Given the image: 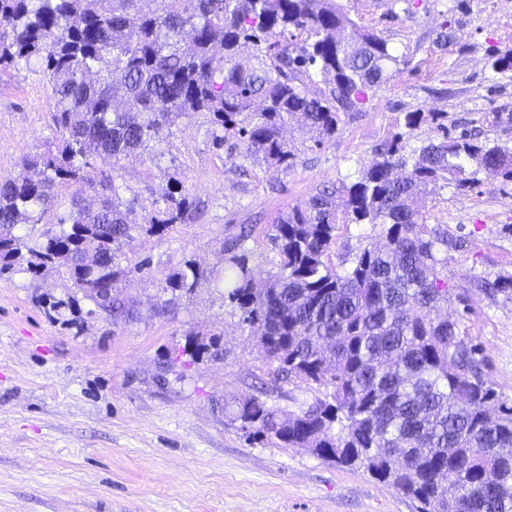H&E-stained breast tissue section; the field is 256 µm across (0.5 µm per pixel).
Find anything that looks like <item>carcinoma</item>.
<instances>
[{
  "mask_svg": "<svg viewBox=\"0 0 512 512\" xmlns=\"http://www.w3.org/2000/svg\"><path fill=\"white\" fill-rule=\"evenodd\" d=\"M0 68L36 57L55 102L56 151L27 158L23 172L0 179V273L22 266L54 269L67 298L85 292L112 317L134 309L99 284L118 283L150 266L123 265L125 240L162 235L201 217L182 183L137 223L135 200L120 201L116 176H85L91 155L113 167L138 150L158 155L164 130L200 114L216 134L236 137L241 156L284 170L294 155L282 136L296 119L336 137L340 111L395 75L398 56L360 29L338 0H0ZM305 35L288 42L292 31ZM250 42L258 64L236 61ZM319 66L328 93H309L301 77ZM410 151L396 138L350 184L324 185L271 225L275 271L256 280L246 263L243 229L228 243L224 274L206 277L191 262L163 288L193 292L223 286L242 324L256 330L273 380L322 391L306 409L279 408L260 396L224 399V415L249 436L346 467H362L418 503V512H512V400L486 380L480 349L448 317V250L464 239L423 221L429 187L465 188L484 172L512 181V149L477 133H448ZM475 169L467 171V164ZM70 207L57 211L62 191ZM98 194L100 206L80 204ZM21 224H46L39 239ZM347 224L380 225L385 244L365 245L349 266L329 251ZM476 289L512 298V277H479ZM220 338L188 340L182 354L218 357Z\"/></svg>",
  "mask_w": 512,
  "mask_h": 512,
  "instance_id": "obj_1",
  "label": "carcinoma"
}]
</instances>
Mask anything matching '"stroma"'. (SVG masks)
Here are the masks:
<instances>
[{
    "label": "stroma",
    "instance_id": "1",
    "mask_svg": "<svg viewBox=\"0 0 512 512\" xmlns=\"http://www.w3.org/2000/svg\"><path fill=\"white\" fill-rule=\"evenodd\" d=\"M362 29L402 60L399 73L342 113L334 139L316 144L299 124L283 136L294 165L241 157L236 138L212 142L201 115L178 119L155 160H92L117 172L123 198L151 205L175 183L205 203L202 221L139 233L124 250L151 268L119 289L133 317L112 319L64 297L55 272L0 275V512H417V504L361 469L300 448L254 440L224 415V400L255 395L270 376L256 339L222 289L165 293L160 281L192 261L224 267V241L251 227L248 265L271 271L270 226L324 185L357 180L379 145L413 149L491 112L512 113V81L493 78L489 52L512 54V0H339ZM29 66L0 70V179L52 148L50 89ZM409 112L443 114L407 130ZM466 240L448 254L449 307L478 344L492 387L512 399V299L472 288L474 276H512V181L479 174L466 188L435 187L423 211ZM164 310H157L158 302ZM219 334L222 359L189 361L190 337Z\"/></svg>",
    "mask_w": 512,
    "mask_h": 512
}]
</instances>
